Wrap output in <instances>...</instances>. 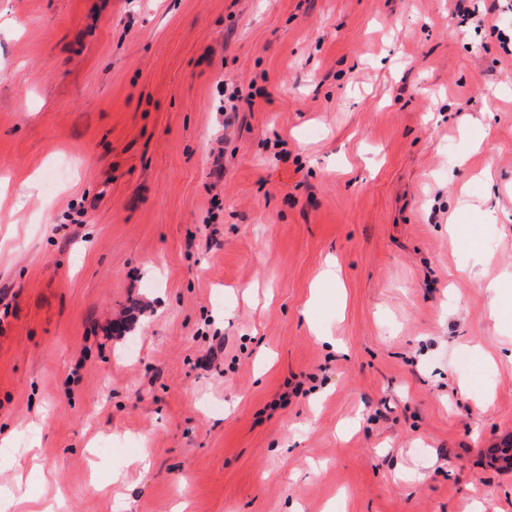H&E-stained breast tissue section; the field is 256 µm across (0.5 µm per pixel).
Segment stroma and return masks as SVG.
I'll return each mask as SVG.
<instances>
[{"instance_id": "35a3bbf8", "label": "stroma", "mask_w": 512, "mask_h": 512, "mask_svg": "<svg viewBox=\"0 0 512 512\" xmlns=\"http://www.w3.org/2000/svg\"><path fill=\"white\" fill-rule=\"evenodd\" d=\"M454 6L0 0V512H512V0Z\"/></svg>"}]
</instances>
